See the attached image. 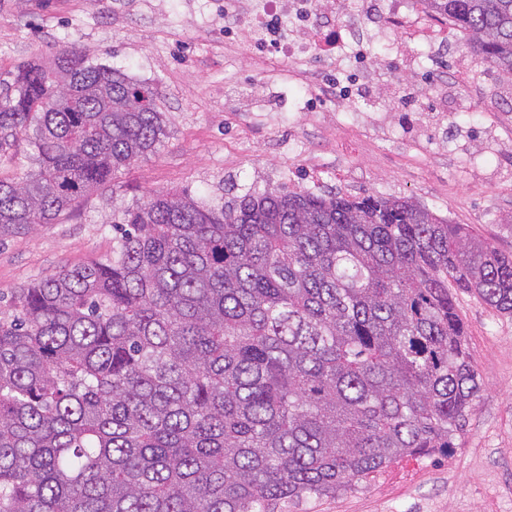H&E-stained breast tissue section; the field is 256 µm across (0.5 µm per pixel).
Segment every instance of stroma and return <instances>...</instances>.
<instances>
[{
  "mask_svg": "<svg viewBox=\"0 0 512 512\" xmlns=\"http://www.w3.org/2000/svg\"><path fill=\"white\" fill-rule=\"evenodd\" d=\"M223 0H0V80L22 62H51L75 41L92 61L155 88L167 126L160 147L73 213L0 243V312L15 288L112 255V215L152 191L221 204L248 192L346 189L406 197L512 254V129L482 111L472 71L462 96L442 85L451 55L408 44L413 68L371 39L372 81L334 126L320 98L243 34L224 30ZM418 89L411 109L387 84ZM482 386L450 455L412 456L356 491L278 504L274 512H512V317L458 297Z\"/></svg>",
  "mask_w": 512,
  "mask_h": 512,
  "instance_id": "35a3bbf8",
  "label": "stroma"
}]
</instances>
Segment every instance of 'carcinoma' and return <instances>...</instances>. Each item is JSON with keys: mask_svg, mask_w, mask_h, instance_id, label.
<instances>
[{"mask_svg": "<svg viewBox=\"0 0 512 512\" xmlns=\"http://www.w3.org/2000/svg\"><path fill=\"white\" fill-rule=\"evenodd\" d=\"M512 78V0H434ZM165 134L155 89L75 43L0 88V241L55 223ZM105 263L0 316V512H271L456 447L481 389L457 295L512 316V254L409 199L222 206L154 191Z\"/></svg>", "mask_w": 512, "mask_h": 512, "instance_id": "carcinoma-1", "label": "carcinoma"}]
</instances>
